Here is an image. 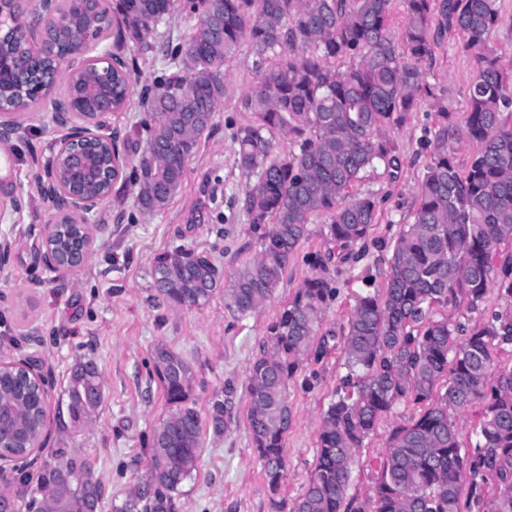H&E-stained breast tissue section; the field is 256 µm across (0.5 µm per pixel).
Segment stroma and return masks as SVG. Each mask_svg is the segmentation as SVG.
Returning a JSON list of instances; mask_svg holds the SVG:
<instances>
[{
	"instance_id": "obj_1",
	"label": "stroma",
	"mask_w": 512,
	"mask_h": 512,
	"mask_svg": "<svg viewBox=\"0 0 512 512\" xmlns=\"http://www.w3.org/2000/svg\"><path fill=\"white\" fill-rule=\"evenodd\" d=\"M461 45L456 32H446L432 63L423 67L434 95L422 97L393 135L400 158L397 175L377 168L350 191L354 197L374 195L376 219L368 240L355 247L352 258L329 266L337 294L326 311L324 328L341 329L357 294L382 283L391 247L417 206L434 132L449 122L463 125L466 119L467 90L476 71ZM104 47L121 52L141 86L173 69L169 56L159 50L142 55L133 45L121 46L112 38ZM255 61L244 43L227 62V94L170 204L153 214L142 213L126 182L118 181L91 213V250L83 266L70 273L50 270L32 248L45 225L55 220L37 193L35 176L66 131L53 122L48 99L21 114L25 133L10 151L14 173L9 182L24 205L0 212V242L12 245L9 265L0 273V359L40 360L50 383L42 447L1 473L0 488L26 496L52 449L76 448L91 460L94 477L103 486L96 512H112L113 504L122 502L144 474L152 431L173 410L153 369L157 344H166L192 364L190 400L200 416H207L226 381L244 387L267 325L313 273L314 255L327 232L324 216L309 224L308 237L278 288L257 311L232 314L220 291L205 306L192 309L173 310L155 298L151 270L161 254L193 249L221 266L229 280L259 249L243 208L247 177L237 164L234 140L239 127L253 119L242 110L241 99L257 81ZM438 98L447 112L436 108ZM145 117L133 102L109 120L125 162H132L134 145L146 140ZM88 358L102 373L104 401L89 421L77 423L68 415L65 389L72 368ZM341 363L340 351H333L288 384L292 421L286 437L287 477L277 495L286 501L302 493L314 469L322 412L344 373ZM238 406L237 418L223 436L205 431L197 470L176 497L175 512H276L274 495L252 450L246 398H239ZM419 411L417 405L401 404L380 421L358 454L348 497L364 500L371 495L376 461L385 452L392 426Z\"/></svg>"
}]
</instances>
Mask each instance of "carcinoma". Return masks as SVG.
Returning <instances> with one entry per match:
<instances>
[{"label":"carcinoma","instance_id":"cac0c4a2","mask_svg":"<svg viewBox=\"0 0 512 512\" xmlns=\"http://www.w3.org/2000/svg\"><path fill=\"white\" fill-rule=\"evenodd\" d=\"M99 0L93 14L62 0L69 25L62 39L92 26L99 42L117 25L116 38L150 49L153 28L180 8L195 24L178 43L162 42L175 71L144 86L150 113L145 144L135 147L129 182L144 213L165 209L184 182L189 158L213 123L226 94L224 66L241 42L257 57V83L242 98L254 120L236 133L240 168L253 181L244 209L264 227L259 250L224 289L237 315L263 307L317 216L330 220L318 267L349 258L375 221L371 196L347 201L349 189L382 163L398 167L391 132L402 127L420 97L433 96L422 64L447 31L463 39L476 77L467 92L461 127L440 128L418 186L412 222L393 245L383 285L358 296L343 333H319L335 290L320 273L306 277L293 299L266 328L263 350L248 367L247 418L253 450L271 494L286 479L285 440L291 421L286 389L310 353L319 358L342 344L343 367L322 416L313 473L304 492L278 512H512V366L498 354L512 347V308L484 315L494 292L512 299V75L493 43L497 0H404L402 38L388 34L392 0ZM102 68L89 64L63 73L64 94L81 97ZM131 85L124 69L112 72L115 111L127 107ZM7 113L27 111L8 69L0 71ZM291 137L285 156L275 135ZM475 140L480 150L465 171L448 154V141ZM71 222L50 242L81 241ZM223 284L220 267L191 249L157 258L152 286L173 309L202 307ZM483 315L467 328L461 318ZM154 371L173 412L153 429L144 490L112 512H174L175 497L197 469L203 426L189 402L191 363L163 344ZM39 385L12 370L0 375V401L12 412L0 431L28 447L40 444L45 407ZM70 419H84L103 403L94 360L72 370L66 390ZM420 404L408 423L395 425L377 461L375 496L355 502L346 489L356 457L377 424L398 404ZM477 407L473 447L456 431V413ZM238 414L237 391L224 384L209 407L219 437ZM84 478L83 491L99 504L102 487L76 448H56L41 463L26 512H53L52 495L77 493L63 476Z\"/></svg>","mask_w":512,"mask_h":512}]
</instances>
